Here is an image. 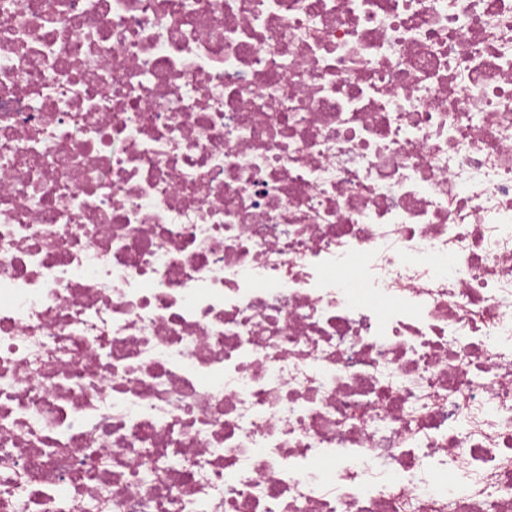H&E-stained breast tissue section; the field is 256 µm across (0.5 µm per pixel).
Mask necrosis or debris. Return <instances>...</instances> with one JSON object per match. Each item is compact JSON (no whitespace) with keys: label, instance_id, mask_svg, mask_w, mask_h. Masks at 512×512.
Wrapping results in <instances>:
<instances>
[{"label":"necrosis or debris","instance_id":"necrosis-or-debris-1","mask_svg":"<svg viewBox=\"0 0 512 512\" xmlns=\"http://www.w3.org/2000/svg\"><path fill=\"white\" fill-rule=\"evenodd\" d=\"M0 512H512V0H0Z\"/></svg>","mask_w":512,"mask_h":512}]
</instances>
